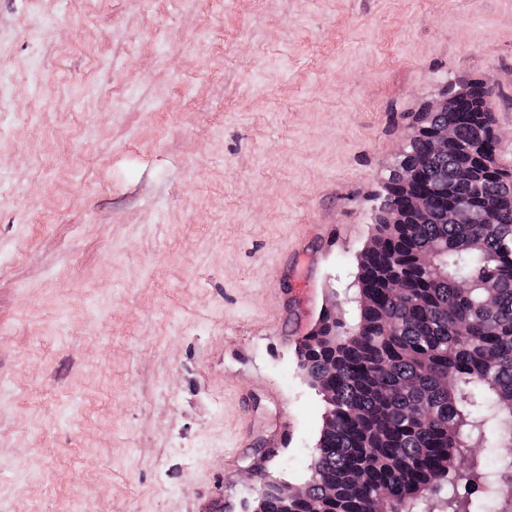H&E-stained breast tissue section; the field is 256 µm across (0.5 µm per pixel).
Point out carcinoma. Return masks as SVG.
Segmentation results:
<instances>
[{
  "mask_svg": "<svg viewBox=\"0 0 512 512\" xmlns=\"http://www.w3.org/2000/svg\"><path fill=\"white\" fill-rule=\"evenodd\" d=\"M461 89V106L428 117L406 147L399 166L417 169L416 184L390 173L385 206L406 221L380 225L364 254L357 323L327 314L299 348L329 409L307 496L288 501V512H377L379 503L382 512H480L485 502L487 512H512V173L498 144L479 148L494 129L490 83ZM445 125L455 142L430 152L431 132ZM415 190L433 191L424 223L409 219ZM459 201L496 212L497 223H448ZM439 242L438 267H422ZM393 272L403 297L389 295ZM461 282L473 287L463 292Z\"/></svg>",
  "mask_w": 512,
  "mask_h": 512,
  "instance_id": "carcinoma-1",
  "label": "carcinoma"
}]
</instances>
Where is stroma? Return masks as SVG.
Returning <instances> with one entry per match:
<instances>
[{
    "label": "stroma",
    "instance_id": "1",
    "mask_svg": "<svg viewBox=\"0 0 512 512\" xmlns=\"http://www.w3.org/2000/svg\"><path fill=\"white\" fill-rule=\"evenodd\" d=\"M512 0H0V512H255L326 403L414 117Z\"/></svg>",
    "mask_w": 512,
    "mask_h": 512
}]
</instances>
